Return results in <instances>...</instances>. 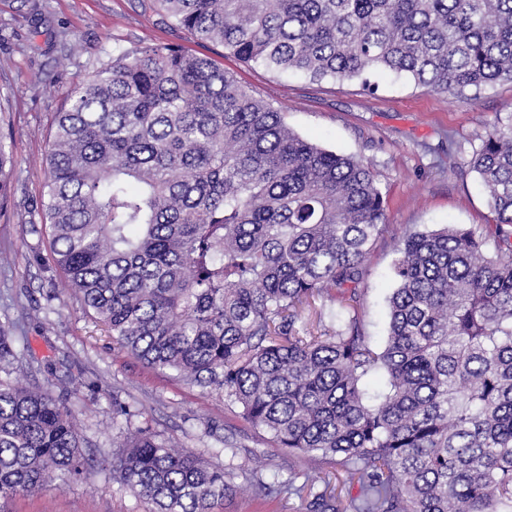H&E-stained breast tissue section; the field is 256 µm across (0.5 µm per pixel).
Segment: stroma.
I'll return each instance as SVG.
<instances>
[{
  "instance_id": "stroma-1",
  "label": "stroma",
  "mask_w": 512,
  "mask_h": 512,
  "mask_svg": "<svg viewBox=\"0 0 512 512\" xmlns=\"http://www.w3.org/2000/svg\"><path fill=\"white\" fill-rule=\"evenodd\" d=\"M0 0V144L14 167L0 207V324L13 329L19 363L0 368V382L25 380L51 392L76 416L81 452L90 467L65 487L0 500V512H147L114 480L105 459L119 451L121 426L112 403L137 409L136 425L178 444L204 461L257 470L265 478L302 484L311 468L253 428L225 397L203 395L174 372L145 367L99 323L63 274L37 264L48 238L38 221L46 171L42 158L57 112L72 87L113 50L135 52L174 45L211 58L245 89L281 112L288 128L319 146L372 164L386 200V221L430 231L446 224L479 228L494 237L487 196L469 167L453 165L449 141L477 149L495 120L512 119V82L478 94L442 98L404 78L382 76L375 89L356 80H313L276 73L198 42L176 27L154 0ZM393 245L375 249L367 263L360 325L384 346L393 288ZM214 512H307L293 494L260 500L236 478Z\"/></svg>"
}]
</instances>
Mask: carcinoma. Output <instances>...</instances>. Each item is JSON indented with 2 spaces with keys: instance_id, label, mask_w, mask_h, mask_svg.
Wrapping results in <instances>:
<instances>
[{
  "instance_id": "cac0c4a2",
  "label": "carcinoma",
  "mask_w": 512,
  "mask_h": 512,
  "mask_svg": "<svg viewBox=\"0 0 512 512\" xmlns=\"http://www.w3.org/2000/svg\"><path fill=\"white\" fill-rule=\"evenodd\" d=\"M175 24L276 72H392L437 96L512 81V0H155ZM13 154L0 144V191ZM494 240L386 224L371 165L288 129L207 57L119 52L56 113L40 200L50 258L112 338L239 405L290 454L336 465L308 512H512V118L467 160ZM397 241L389 331L359 328L365 262ZM339 302L344 324L298 325ZM20 359L0 325V362ZM382 370L387 392L365 400ZM124 419L112 477L148 512H213L235 473ZM75 416L0 387V497L84 474ZM256 497L277 491L257 471ZM361 497L342 506L338 490Z\"/></svg>"
}]
</instances>
